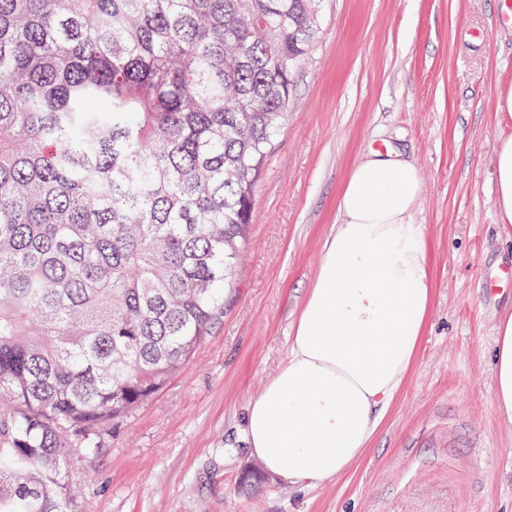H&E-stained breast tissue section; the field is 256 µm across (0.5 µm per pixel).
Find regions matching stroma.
Wrapping results in <instances>:
<instances>
[{"mask_svg": "<svg viewBox=\"0 0 512 512\" xmlns=\"http://www.w3.org/2000/svg\"><path fill=\"white\" fill-rule=\"evenodd\" d=\"M504 1L323 0L224 320L103 448L67 465L83 512H512V429L490 390L494 329L512 307L493 286L512 266L493 176L497 90L512 84ZM386 142L420 171L433 310L363 458L291 485L244 448L245 408L285 355L348 171Z\"/></svg>", "mask_w": 512, "mask_h": 512, "instance_id": "35a3bbf8", "label": "stroma"}]
</instances>
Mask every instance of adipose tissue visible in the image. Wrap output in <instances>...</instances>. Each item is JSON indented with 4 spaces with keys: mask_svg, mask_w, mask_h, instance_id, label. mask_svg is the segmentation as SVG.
I'll return each instance as SVG.
<instances>
[{
    "mask_svg": "<svg viewBox=\"0 0 512 512\" xmlns=\"http://www.w3.org/2000/svg\"><path fill=\"white\" fill-rule=\"evenodd\" d=\"M495 154L499 220L512 225V85L499 89ZM417 167L395 149L348 172L341 216L292 325L288 354L248 404L251 456L288 483L333 479L366 453L419 353L435 287ZM495 410L512 428V312L492 340Z\"/></svg>",
    "mask_w": 512,
    "mask_h": 512,
    "instance_id": "obj_1",
    "label": "adipose tissue"
}]
</instances>
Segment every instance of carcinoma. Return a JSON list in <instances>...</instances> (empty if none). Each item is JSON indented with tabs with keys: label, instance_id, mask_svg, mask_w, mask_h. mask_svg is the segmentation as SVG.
<instances>
[{
	"label": "carcinoma",
	"instance_id": "carcinoma-1",
	"mask_svg": "<svg viewBox=\"0 0 512 512\" xmlns=\"http://www.w3.org/2000/svg\"><path fill=\"white\" fill-rule=\"evenodd\" d=\"M318 0H0V512L224 318Z\"/></svg>",
	"mask_w": 512,
	"mask_h": 512
}]
</instances>
